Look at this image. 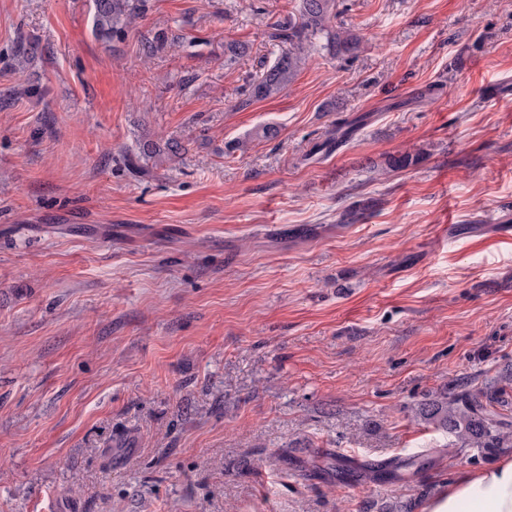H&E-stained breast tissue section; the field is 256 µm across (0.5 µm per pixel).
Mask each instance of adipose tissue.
<instances>
[{
	"mask_svg": "<svg viewBox=\"0 0 512 512\" xmlns=\"http://www.w3.org/2000/svg\"><path fill=\"white\" fill-rule=\"evenodd\" d=\"M421 512H512V457L461 476Z\"/></svg>",
	"mask_w": 512,
	"mask_h": 512,
	"instance_id": "adipose-tissue-1",
	"label": "adipose tissue"
}]
</instances>
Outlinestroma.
Segmentation results:
<instances>
[{
    "mask_svg": "<svg viewBox=\"0 0 512 512\" xmlns=\"http://www.w3.org/2000/svg\"><path fill=\"white\" fill-rule=\"evenodd\" d=\"M298 5L147 0L104 43L91 0H0V512H419L494 464L450 453L397 489L277 451L436 447L415 405L512 370V0H340L356 56L317 48L249 99ZM159 135L181 158L133 177ZM364 120V116L339 119V121L336 122V125H334V128L328 133L325 141L316 146L307 156L318 150L321 152L323 149H326V151L329 152L332 148L336 147V149H338L339 147L344 146L359 129ZM319 152H316L315 154Z\"/></svg>",
    "mask_w": 512,
    "mask_h": 512,
    "instance_id": "obj_1",
    "label": "stroma"
}]
</instances>
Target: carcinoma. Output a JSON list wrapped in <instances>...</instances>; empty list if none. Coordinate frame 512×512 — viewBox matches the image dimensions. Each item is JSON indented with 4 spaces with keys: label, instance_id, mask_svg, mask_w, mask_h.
I'll return each instance as SVG.
<instances>
[{
    "label": "carcinoma",
    "instance_id": "cac0c4a2",
    "mask_svg": "<svg viewBox=\"0 0 512 512\" xmlns=\"http://www.w3.org/2000/svg\"><path fill=\"white\" fill-rule=\"evenodd\" d=\"M146 0H92L93 34L102 41L124 35L145 11ZM339 0H302L298 16L288 17L282 32L288 39V50L267 65L249 85V95L257 100L281 93L291 84L305 65L314 40L322 37L338 56L355 54L361 44L360 35L353 29L336 26ZM365 117L342 118L336 122L325 141L315 150L331 151L344 146L361 126ZM181 143L168 140L163 143L146 141L139 154H129L127 165L135 174L146 172L142 160L172 161L181 154ZM418 156L403 152L391 156L386 165L402 170L415 165ZM416 418L445 435L447 442L438 448L420 451L406 457H395L385 462L338 467L343 457L334 451L300 460L291 451L282 448L279 457L285 465L301 469L309 467L321 471L336 469L340 478H358L374 483L404 482L419 462L453 451H474L484 457L512 450V386L507 379L493 381L474 390L462 388L454 392H440L423 399L415 408Z\"/></svg>",
    "mask_w": 512,
    "mask_h": 512
}]
</instances>
